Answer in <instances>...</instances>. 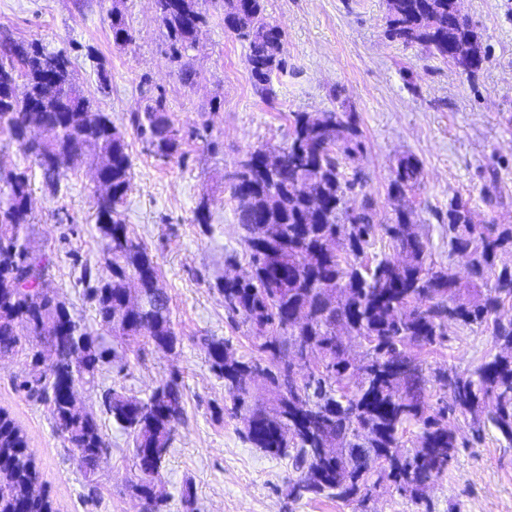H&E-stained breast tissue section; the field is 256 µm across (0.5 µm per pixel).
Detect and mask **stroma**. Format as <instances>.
<instances>
[{
    "mask_svg": "<svg viewBox=\"0 0 512 512\" xmlns=\"http://www.w3.org/2000/svg\"><path fill=\"white\" fill-rule=\"evenodd\" d=\"M266 19L284 33L285 73L274 75L268 97L249 76L248 47L224 27L221 8L208 7L197 42L175 59L152 0H0V37L37 41L64 51L93 105L110 112L129 144L133 188L125 219L155 256L179 342L174 350L145 346L124 367L105 368L98 386L79 388L110 443L97 469L98 494L88 501L76 456L36 395L20 383L24 355L0 360V409L24 431L28 452L57 512H140L132 489L134 459L128 436L105 414L102 395L114 388L140 397L178 379L185 403L161 471L165 512H185L192 485L194 512H353L329 498H295L289 458L270 457L240 438L224 382L210 370L200 337L230 339L237 354L255 349L246 328L232 327L216 287L227 258L248 269L241 230L224 172L246 150L284 145L295 112L354 113L364 150L352 163L389 220V178L401 156L423 165L413 200L419 231L434 264L465 272L466 260L448 253V204L468 201L474 221L512 225V0H460L487 53L469 75L421 46L384 35L386 0H265ZM119 8L132 43L115 45L110 19ZM194 77L184 80L181 61ZM163 98L185 138L186 154L162 159L131 127V113ZM34 163L0 135V167L31 169L35 245L48 255L49 279L71 313L92 320L93 304L79 278L83 267L105 273L95 228V188L88 168L68 172L50 195ZM209 195L212 219L202 227L194 211ZM489 331L449 325L446 340L424 350L431 366L472 370L494 355ZM459 450L441 479L415 504L390 482L373 488L368 512H512V445L493 428L474 437L470 418L452 415Z\"/></svg>",
    "mask_w": 512,
    "mask_h": 512,
    "instance_id": "stroma-1",
    "label": "stroma"
}]
</instances>
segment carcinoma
<instances>
[{
	"instance_id": "cac0c4a2",
	"label": "carcinoma",
	"mask_w": 512,
	"mask_h": 512,
	"mask_svg": "<svg viewBox=\"0 0 512 512\" xmlns=\"http://www.w3.org/2000/svg\"><path fill=\"white\" fill-rule=\"evenodd\" d=\"M206 0H155L156 12L176 58L195 43L207 23ZM224 24L248 44L256 92L269 94L271 76L286 69L281 30L266 20L264 0H222ZM384 35L418 44L446 60L462 48L486 60L468 22L452 21V0H386ZM112 39L132 41L120 10H112ZM26 77L24 96L11 92ZM131 125L151 152L164 159L184 156L183 137L162 98ZM50 122L55 138L41 147L27 139L30 127ZM0 134L32 158L46 191L59 192L64 172L95 165L112 195L97 199L95 227L110 275L88 288L94 324L76 318L47 284L50 260L30 246L31 178L0 168V357L25 355L30 374L22 382L39 393L54 428L77 455L95 500L94 475L109 443L92 412L76 410L61 394L66 381L95 387L105 364L121 362L141 343L172 350L178 343L161 283V271L145 243L125 222L132 191V161L123 131L110 113L86 97L63 52L39 44L0 40ZM279 170L260 173L255 150L224 173L235 204L241 241L252 269L245 283L220 279L224 309L235 325L249 326L257 355H237L230 340L202 339L210 370L224 380L242 438L274 457L289 456L297 473L296 497L326 496L363 507L365 491L393 482L419 501L426 484L440 479L458 450L448 415L471 416L481 435L492 426L512 444V265L497 266L499 252L512 248V225L476 224L468 202L448 205V245L469 255L468 281L448 265L428 262V244L418 230L410 199L420 189L423 166L413 155L397 161L389 183L394 223L378 220L376 203L359 173L346 166L363 151L354 117L347 112H295ZM360 197L352 214L347 197ZM380 230L396 255L368 262L367 250ZM486 327L502 352L468 373L430 370L419 351L448 336V325ZM70 340L45 361L40 336ZM365 351L348 358L353 342ZM450 402L430 403L434 378ZM267 399L250 403L254 389ZM103 406L132 439L134 491L149 497L160 477L178 427L184 422L183 393L173 380L140 398L109 390ZM420 426L415 448L403 453L410 424ZM336 444V454L319 449ZM0 512H56L27 451V440L0 410Z\"/></svg>"
}]
</instances>
